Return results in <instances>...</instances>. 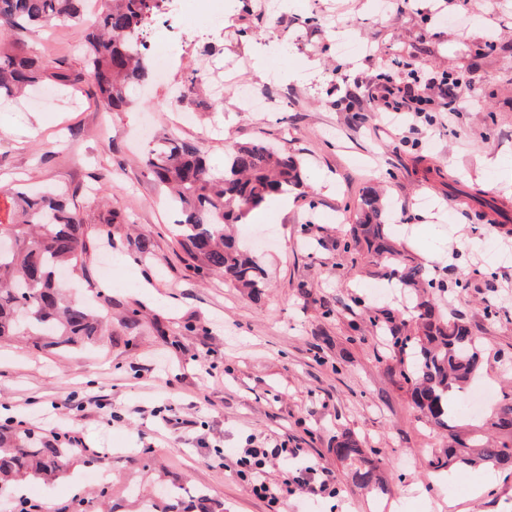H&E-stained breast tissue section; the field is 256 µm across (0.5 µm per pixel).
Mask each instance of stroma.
I'll list each match as a JSON object with an SVG mask.
<instances>
[{
  "label": "stroma",
  "instance_id": "35a3bbf8",
  "mask_svg": "<svg viewBox=\"0 0 512 512\" xmlns=\"http://www.w3.org/2000/svg\"><path fill=\"white\" fill-rule=\"evenodd\" d=\"M232 25L211 27L208 5L193 9L174 38L147 28L167 51L165 77L151 75L129 105L112 113L64 88H38L23 106L0 107V219L6 189L77 191L88 234L115 207L129 217L110 255L91 249L80 298L108 284L112 327L101 342L68 351L0 344V424L50 430L66 425L98 455L24 494L50 507L82 501L97 512L92 474L112 481V512H140L139 495L171 483L202 489L209 512H512V468L474 493L471 469L453 477L430 466L447 448L446 431L425 424L411 404L370 315L399 314L401 292L362 253H347L348 221L364 187L382 189L391 222L415 262L447 290L443 313L469 324L485 349L483 368L457 399L455 418L481 424L512 393V0H230ZM352 42L337 48L338 35ZM40 63L80 69L81 37L70 28L27 35ZM265 48L269 79L255 75L253 44ZM412 63L407 85L397 61ZM197 73L194 93L184 81ZM458 77L453 115L407 129L417 94L444 102L441 75ZM247 88L249 98L238 95ZM406 110L383 116L385 90ZM191 112L194 125L180 126ZM162 133L200 142L209 162L224 145L257 138L287 144L299 159L310 199L262 207L260 222L237 226L238 239L262 240L252 254L267 286L251 296L223 277L199 276L175 254V219L142 158ZM499 165L488 168L486 157ZM494 209L496 228L475 219ZM149 239V253L137 243ZM138 310L137 323L125 316ZM169 409L178 425L159 428L150 412ZM350 434L383 480L366 491L336 456ZM298 449L330 471L335 492L295 488L277 503L258 498L238 466L247 444ZM311 476V483L319 478Z\"/></svg>",
  "mask_w": 512,
  "mask_h": 512
}]
</instances>
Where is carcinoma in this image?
<instances>
[{
	"instance_id": "obj_1",
	"label": "carcinoma",
	"mask_w": 512,
	"mask_h": 512,
	"mask_svg": "<svg viewBox=\"0 0 512 512\" xmlns=\"http://www.w3.org/2000/svg\"><path fill=\"white\" fill-rule=\"evenodd\" d=\"M163 0H105L85 26L88 0H0V28L13 32L10 47L0 48V100L14 99L37 83H54L90 95L108 112H120L130 91L148 75L147 45L139 35L162 13ZM68 26L84 34V66L71 70L58 62L53 68L28 52L24 33ZM145 174L172 189L173 241L196 274H220L237 288L258 296L266 287L264 269L226 228L241 224L254 209L288 190L307 195L298 159L266 140L225 146L224 168L207 162L195 141L153 140L144 159ZM9 223L0 225L14 245L0 250V342L23 337L36 348L67 349L97 342L108 331V311L94 312L72 300L59 279L63 269L85 270L89 249L76 196L62 191L30 194L11 192ZM390 209L377 188L366 187L354 214V248L375 259L384 275L406 297L399 316L385 313L372 322L386 339L389 357L399 364V376L411 399L429 423L450 431L452 445L445 457L432 460L436 470L451 471L457 463L479 461L487 467L512 466V394L503 395L492 427L498 441L483 438L473 426L452 425L454 408L448 391L475 378L482 348L461 319L451 320L438 307L434 290L444 287L428 278L392 237ZM106 229L95 240H112V226L126 223L117 210L109 211ZM336 456L354 467L357 484L373 486L376 466L359 451L350 434L336 439ZM97 455L88 448L35 428L0 427V491L29 479L49 482L80 462L92 465ZM147 512H188L181 491H166L148 500Z\"/></svg>"
}]
</instances>
